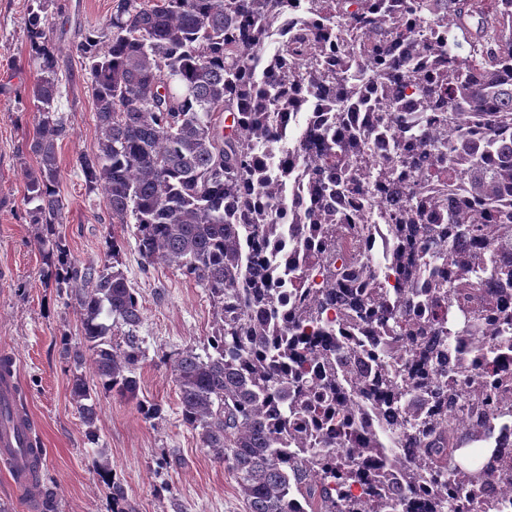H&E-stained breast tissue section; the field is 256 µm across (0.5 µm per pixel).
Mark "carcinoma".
Instances as JSON below:
<instances>
[{
	"instance_id": "obj_1",
	"label": "carcinoma",
	"mask_w": 512,
	"mask_h": 512,
	"mask_svg": "<svg viewBox=\"0 0 512 512\" xmlns=\"http://www.w3.org/2000/svg\"><path fill=\"white\" fill-rule=\"evenodd\" d=\"M446 29L412 50L422 27L404 24L403 11L434 10L438 0H116L112 37L103 46L88 39L82 51L89 71L99 130L96 151L80 158L87 182L101 188L112 219L133 216L138 250L148 264L172 266L207 292L216 330L204 353L186 351L173 363L184 423L198 431L213 459L231 463L247 512H398L396 491H412L448 470V338L485 340L488 302L464 320L449 323L440 312L460 285L477 288L488 278L512 284V208L498 204L512 194V0H446ZM307 19L293 28L273 55L263 57L265 35L288 12ZM342 42L340 68L324 63L330 42ZM407 47L395 57L390 45ZM372 53L384 93L377 146L357 137L336 112L315 135L330 160L306 169L313 199L285 202L270 182L262 158L277 140V112L300 111L320 87L342 86L362 103L356 81L359 57ZM43 75L33 89L38 114L31 151L38 168L27 181L32 224L48 255L63 207L59 196L57 140L65 123L55 108L60 93L51 54L38 49ZM164 93H159V88ZM425 108L405 125L403 98ZM234 115L224 130L219 113ZM425 147L428 176L407 178L415 159L397 132ZM384 188L388 206L360 224L347 223L328 205L329 193L346 182ZM365 239L375 224L389 225L394 240L408 236L422 252L453 235L482 249L439 250L423 262L394 245L393 269L406 284L401 297L384 298L361 288L342 306L336 289L375 282L368 261L336 246L337 225ZM294 228L306 244L300 266L291 269L298 299L281 293L279 267L258 269L252 249H273ZM444 262L453 277L419 287L427 266ZM62 280L80 309L84 343L70 356L80 366L90 356L96 381L75 374L71 394L98 440L96 394L135 397L133 365L142 321L138 299L120 269L64 265ZM113 316L128 327L126 345H112ZM356 335L366 327L382 337L373 382L381 390L379 412L390 429L421 453L399 478L388 470L386 448L369 420L342 412L344 378L337 364L362 352L360 341L317 350L290 333H321L332 324ZM418 364L436 366L430 383L400 379L398 362L410 347ZM322 361L309 371L308 358ZM458 399L492 397L472 379L453 393ZM495 474L455 467L450 478L459 495L429 503L426 512H461L463 493ZM368 491L356 494L353 484Z\"/></svg>"
}]
</instances>
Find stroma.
Returning a JSON list of instances; mask_svg holds the SVG:
<instances>
[{
  "mask_svg": "<svg viewBox=\"0 0 512 512\" xmlns=\"http://www.w3.org/2000/svg\"><path fill=\"white\" fill-rule=\"evenodd\" d=\"M30 0H0V349L14 352L19 389L43 440L42 479L31 488L48 496L54 512H112L120 484L136 512H246L229 464H219L196 430L181 418L170 366L179 353L202 352L216 325L203 288L179 270L145 264L134 224L113 222L100 189L87 186L81 156L97 145L98 130L86 37L107 42L114 0H46L40 36L29 24ZM40 40L54 58L66 124L57 152L62 222L57 230L72 262L103 266L119 259L142 310L141 356L134 367L137 398L101 392L95 427H86L71 396L75 367L68 352L81 345L79 309L53 272L56 258L34 245L41 229L30 223L28 172L37 116L31 91L41 75L32 50ZM158 406L150 416L146 407Z\"/></svg>",
  "mask_w": 512,
  "mask_h": 512,
  "instance_id": "35a3bbf8",
  "label": "stroma"
}]
</instances>
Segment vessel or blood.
Segmentation results:
<instances>
[{
  "label": "vessel or blood",
  "instance_id": "vessel-or-blood-1",
  "mask_svg": "<svg viewBox=\"0 0 512 512\" xmlns=\"http://www.w3.org/2000/svg\"><path fill=\"white\" fill-rule=\"evenodd\" d=\"M20 366L13 352L0 351V461L8 465L17 491H26L35 460L37 440L28 407L15 395Z\"/></svg>",
  "mask_w": 512,
  "mask_h": 512
}]
</instances>
